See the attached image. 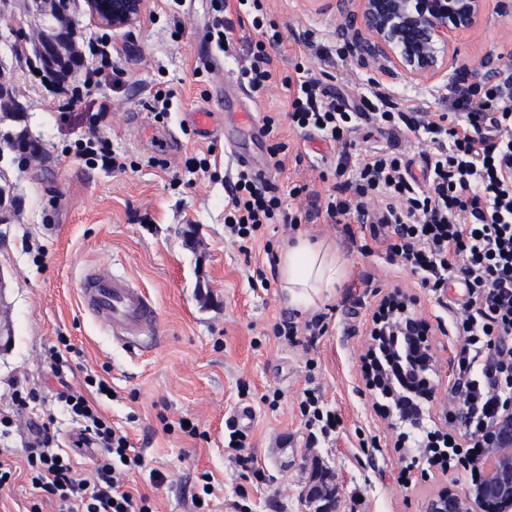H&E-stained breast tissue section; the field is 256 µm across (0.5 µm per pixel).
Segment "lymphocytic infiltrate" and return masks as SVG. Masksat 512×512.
I'll list each match as a JSON object with an SVG mask.
<instances>
[{"instance_id":"1","label":"lymphocytic infiltrate","mask_w":512,"mask_h":512,"mask_svg":"<svg viewBox=\"0 0 512 512\" xmlns=\"http://www.w3.org/2000/svg\"><path fill=\"white\" fill-rule=\"evenodd\" d=\"M238 7L251 14L257 34L239 75L257 97L271 84L267 48L281 35L269 32L262 0H238ZM86 47L100 64L66 89L62 111L84 103L102 81L125 80L109 41L91 39ZM295 74L288 120L336 144L335 182L326 196H307L306 208L292 212L271 179L238 169L224 207L225 228L249 242L264 237L271 224L294 231L322 218L339 225L344 238L364 253L381 252L408 267L428 291L438 292L451 280L462 284L466 298L454 310L459 387L448 397V422L478 434L512 400V65L491 79L454 83L448 110L438 115L415 106L392 111L389 98L378 91L351 103L304 64L296 65ZM367 128L398 140H423L424 181H416L403 159L387 149L354 153L353 135ZM74 153L110 170L124 166L94 120L75 141ZM49 357L56 396L78 431L65 450L45 421L31 422L25 466L38 498L30 512H41L44 497L58 500L66 512H155L150 496L128 483L132 471L142 467V456L100 408L110 385L89 374L86 392L76 391L62 370L61 351L50 349ZM88 448L96 449L97 459L80 478L74 459Z\"/></svg>"}]
</instances>
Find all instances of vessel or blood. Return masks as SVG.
<instances>
[{
	"instance_id": "b4317fda",
	"label": "vessel or blood",
	"mask_w": 512,
	"mask_h": 512,
	"mask_svg": "<svg viewBox=\"0 0 512 512\" xmlns=\"http://www.w3.org/2000/svg\"><path fill=\"white\" fill-rule=\"evenodd\" d=\"M186 119L202 137L222 128L243 131L251 137L263 133L258 114L245 109L225 115L212 108L199 110L187 113ZM79 295L83 309L123 348L144 351L156 346L161 334L157 305L125 272L90 267L80 278Z\"/></svg>"
}]
</instances>
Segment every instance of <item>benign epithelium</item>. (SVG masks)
Returning <instances> with one entry per match:
<instances>
[{"label": "benign epithelium", "mask_w": 512, "mask_h": 512, "mask_svg": "<svg viewBox=\"0 0 512 512\" xmlns=\"http://www.w3.org/2000/svg\"><path fill=\"white\" fill-rule=\"evenodd\" d=\"M484 0H338L344 7L351 32L349 47L360 56L378 60L381 69L409 78L428 80L448 69L452 37L476 29L483 20ZM142 0H88L98 22L114 30L129 24L141 8ZM43 74L55 83L64 82L68 69L58 42L39 46ZM418 318L407 311L393 326V332L413 339ZM420 355L416 366L422 399L410 398L397 409L398 422L414 430L422 428L433 390L429 372L434 364L428 341L413 345ZM484 458L477 462L483 477L458 493L439 492L425 500L424 512H512V405L477 438ZM305 500L314 512H340L337 487L324 475H313Z\"/></svg>", "instance_id": "1"}]
</instances>
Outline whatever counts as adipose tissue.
<instances>
[{
  "instance_id": "ef3b65f1",
  "label": "adipose tissue",
  "mask_w": 512,
  "mask_h": 512,
  "mask_svg": "<svg viewBox=\"0 0 512 512\" xmlns=\"http://www.w3.org/2000/svg\"><path fill=\"white\" fill-rule=\"evenodd\" d=\"M281 285L291 305L307 308L324 291L341 283L346 266L334 251L300 236L278 256Z\"/></svg>"
}]
</instances>
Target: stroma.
<instances>
[{"mask_svg":"<svg viewBox=\"0 0 512 512\" xmlns=\"http://www.w3.org/2000/svg\"><path fill=\"white\" fill-rule=\"evenodd\" d=\"M264 7L283 43L271 52L273 84L248 103L259 115L275 117L276 129L248 148L263 159L280 148L284 169L271 178L281 191L305 183L322 196L331 187L321 174L333 150L320 137L295 131L285 117L289 91L282 80L293 75L296 62L306 61L319 78L342 79L354 96L375 86L398 104L447 111L455 69L423 82L382 75L377 63L346 49L336 0H264ZM74 17L86 37L111 42L127 72L123 84L101 85L96 95L112 104L100 127L130 166L113 172L75 158L73 143L91 117L87 106L58 111L57 94L35 70L11 63L0 68V80L15 88L44 147L23 166L5 168L13 189L0 206V326L9 325L13 342L0 350V412L9 409L14 382L42 377L41 350L64 338L111 385L113 396L101 410L143 452L144 465L132 481L151 495L157 512H190L187 490L205 472L214 478L212 512H309L303 492L316 470L338 486L341 512H423L431 493L469 484L461 465L432 461L422 448L430 431L466 439L446 420L457 346L449 307L462 299V288L429 292L385 255L350 247L338 226L305 223L300 232L335 248L348 273L317 306L328 315L325 333L292 344L274 336V325L288 318L301 323L310 313L291 307L280 287L277 256L288 236L270 230L243 249L224 234V178L236 164L223 135L199 137L185 115L209 103L218 74L236 77L246 61L249 24L226 12L236 47L228 57L206 39L210 0L179 6L142 0L138 15L117 30L99 24L84 0H76ZM319 46L327 56H316ZM456 46L460 63L472 70L487 57L512 63V12L486 0L482 23ZM207 61L216 70L194 77ZM165 86L176 90L178 102L163 127L180 139L182 158L163 166L160 151L138 136L136 124L154 127L147 104ZM190 156L208 164L191 186L178 180ZM98 264L125 270L149 291L164 329L156 347L127 352L82 311L78 281ZM257 274L268 279V289L250 288ZM396 290L423 320L437 358L424 428L407 438L383 417L385 400L368 388L362 369L371 317L382 297ZM308 388L319 389L339 417L331 436L308 427L301 415ZM244 408L254 414L244 428L254 459L249 469L224 447L226 421ZM184 417L198 436L180 430ZM159 474L164 480L153 486Z\"/></svg>","mask_w":512,"mask_h":512,"instance_id":"35a3bbf8","label":"stroma"}]
</instances>
